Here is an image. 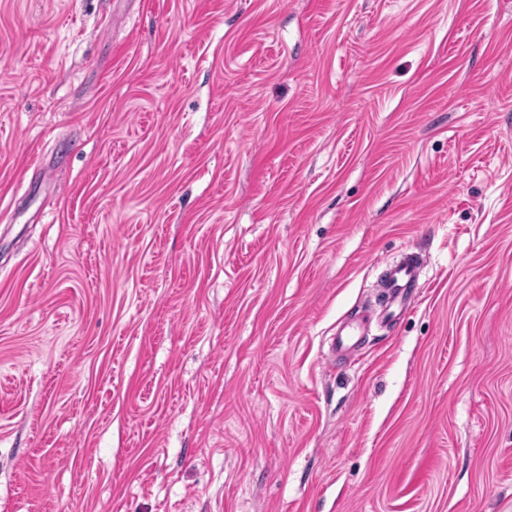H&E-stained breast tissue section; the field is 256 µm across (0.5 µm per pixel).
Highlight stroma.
Wrapping results in <instances>:
<instances>
[{
  "label": "stroma",
  "mask_w": 512,
  "mask_h": 512,
  "mask_svg": "<svg viewBox=\"0 0 512 512\" xmlns=\"http://www.w3.org/2000/svg\"><path fill=\"white\" fill-rule=\"evenodd\" d=\"M0 512H512V0H0ZM420 256H409L403 262L387 268L382 293L384 319H392L407 310L413 301V289L422 288L419 283ZM398 311V312H397Z\"/></svg>",
  "instance_id": "obj_1"
}]
</instances>
